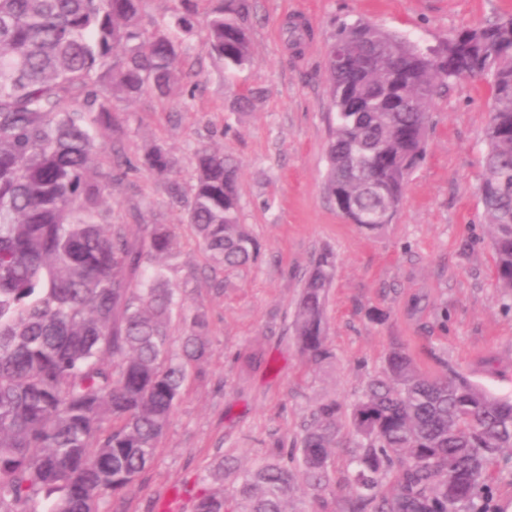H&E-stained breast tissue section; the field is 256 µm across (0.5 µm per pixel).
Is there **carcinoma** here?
<instances>
[{"instance_id": "obj_1", "label": "carcinoma", "mask_w": 512, "mask_h": 512, "mask_svg": "<svg viewBox=\"0 0 512 512\" xmlns=\"http://www.w3.org/2000/svg\"><path fill=\"white\" fill-rule=\"evenodd\" d=\"M145 0H0V512H104L152 465L182 395L186 366L208 352V319L187 318L180 352L169 324L182 311L165 276L177 255L167 224L138 236L105 224L112 184L169 169L152 146L133 162L113 148L93 167L102 132L122 134L115 101L152 93L194 96L178 34L203 33L204 51L230 72L251 65L245 22L252 0H177L172 20L141 26ZM354 59L325 68L336 122L326 189L337 210L372 232L391 223L426 153L437 87L484 77L491 106L479 200L493 229L496 277L512 297V19L464 29L423 48L356 20L335 36ZM213 266L252 261L239 224L238 167L207 147L193 156L190 192L170 187ZM336 256L321 252L296 304L294 336L307 364L333 358L325 305ZM348 417L354 449L338 512H490L488 466L512 452V398L442 363L422 371L393 346L381 375L349 406L320 403L300 441L315 502L330 488L332 449ZM395 475L391 487L386 478ZM194 512H288L295 474L288 453L243 472L224 493V461Z\"/></svg>"}]
</instances>
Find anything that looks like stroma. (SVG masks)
Instances as JSON below:
<instances>
[{
  "label": "stroma",
  "mask_w": 512,
  "mask_h": 512,
  "mask_svg": "<svg viewBox=\"0 0 512 512\" xmlns=\"http://www.w3.org/2000/svg\"><path fill=\"white\" fill-rule=\"evenodd\" d=\"M508 16L512 0H253L250 66L227 71L187 35L184 56L202 59L195 96L116 102L125 155L135 160L158 144L170 170L142 169L113 186L110 220L134 236L144 224L170 225L179 256L169 284L187 310L207 313L209 352L189 365L153 464L108 512H192L216 462L232 457L248 468L278 444L299 443L315 406L353 402L396 344L424 369L442 358L512 395V310L503 307L478 195L487 83L463 78L434 98L426 155L392 223L361 230L325 187L334 126L325 58L343 24L361 19L428 46ZM293 20L311 31L297 46L284 34ZM200 146L238 163V217L258 245L254 261L229 271L211 270L170 204V181L190 184ZM324 249L336 255L325 310L334 357L312 369L292 324L304 275ZM374 310L385 320H371Z\"/></svg>",
  "instance_id": "stroma-1"
}]
</instances>
